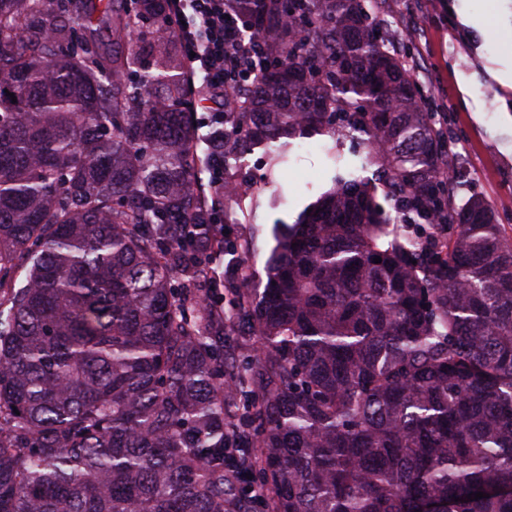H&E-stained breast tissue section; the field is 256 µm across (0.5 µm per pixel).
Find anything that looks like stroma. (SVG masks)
I'll return each instance as SVG.
<instances>
[{
	"instance_id": "35a3bbf8",
	"label": "stroma",
	"mask_w": 512,
	"mask_h": 512,
	"mask_svg": "<svg viewBox=\"0 0 512 512\" xmlns=\"http://www.w3.org/2000/svg\"><path fill=\"white\" fill-rule=\"evenodd\" d=\"M485 15L488 25L474 26V18ZM381 16L407 63L420 70L416 83L428 110L448 129L450 162L463 182L456 202L481 195L512 241V153L505 151L512 146V88L498 79L512 64L504 38L512 33V0H432L427 7L421 0H383ZM332 145L331 137H315L294 145L282 163L258 148L226 170L227 179L249 184L254 193L241 207L221 200L225 254L216 267L247 256L250 286L264 287L279 225L296 223L333 186Z\"/></svg>"
}]
</instances>
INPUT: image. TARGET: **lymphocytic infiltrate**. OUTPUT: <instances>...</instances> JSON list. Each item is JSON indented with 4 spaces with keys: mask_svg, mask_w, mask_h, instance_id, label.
<instances>
[{
    "mask_svg": "<svg viewBox=\"0 0 512 512\" xmlns=\"http://www.w3.org/2000/svg\"><path fill=\"white\" fill-rule=\"evenodd\" d=\"M167 14L177 21L179 43L195 93L208 95L214 109L206 124L211 185L224 188V98L235 85L244 59L256 56L255 44L244 42L241 31L224 14V0H165Z\"/></svg>",
    "mask_w": 512,
    "mask_h": 512,
    "instance_id": "f902f5d3",
    "label": "lymphocytic infiltrate"
}]
</instances>
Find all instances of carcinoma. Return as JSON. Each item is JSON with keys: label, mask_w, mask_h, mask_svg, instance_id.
<instances>
[{"label": "carcinoma", "mask_w": 512, "mask_h": 512, "mask_svg": "<svg viewBox=\"0 0 512 512\" xmlns=\"http://www.w3.org/2000/svg\"><path fill=\"white\" fill-rule=\"evenodd\" d=\"M162 2L0 0V512H512V244L448 192L380 6L224 0L260 49L224 166L330 134L378 183L336 167L214 310L238 270L197 260L215 212Z\"/></svg>", "instance_id": "carcinoma-1"}]
</instances>
